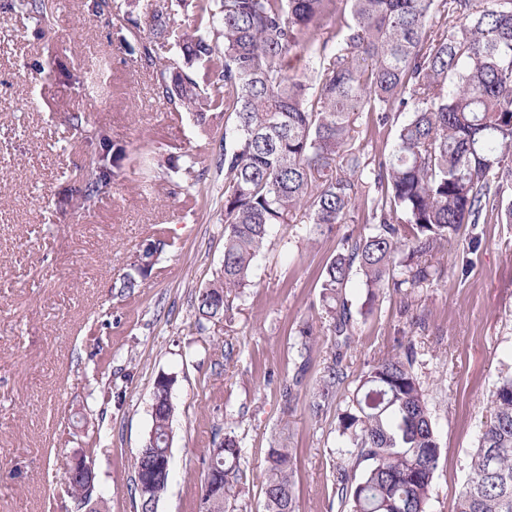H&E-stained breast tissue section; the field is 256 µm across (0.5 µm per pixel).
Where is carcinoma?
Returning a JSON list of instances; mask_svg holds the SVG:
<instances>
[{"mask_svg": "<svg viewBox=\"0 0 512 512\" xmlns=\"http://www.w3.org/2000/svg\"><path fill=\"white\" fill-rule=\"evenodd\" d=\"M29 18L49 21L48 0H18ZM12 3L8 7L16 6ZM191 7L188 25L171 19ZM129 33L140 60L151 65L157 44H167L195 79L172 60L159 69L158 92L207 132L224 127L219 171L224 173V260L212 284L199 290L195 330L232 307L231 295L249 286L253 262L274 224L301 216L312 234L342 224L358 182L380 192L367 207L374 232L342 247L326 263L322 295L328 330L348 344L352 316L345 298L353 270L370 301L385 283L416 288L433 277L423 258L462 225L472 229L492 214L512 224V0L474 9L473 0H170L145 15ZM381 135L396 137L378 166L368 167L356 144L359 119ZM96 167L71 190L94 200L128 164L112 134L95 129ZM207 167L195 157L186 180L170 189L195 202L194 186ZM172 246L153 234L145 257L134 259L113 288L131 295ZM304 351L291 384L280 396L288 406L307 369L313 326L300 331ZM402 352L369 366L344 412L339 431L349 440L336 463V495L347 512H428L441 456L427 400L414 365L412 341ZM334 354L314 394L320 413L336 398L343 378ZM177 376L154 381L152 427L134 460L131 494L143 505L167 490L171 469L159 465L173 442L176 407L168 399ZM493 414L481 432L456 512H512V373L498 377L490 394ZM263 483L264 512H298L295 456L270 448ZM201 482L209 495L197 512H236L242 493L244 453L234 431L212 438ZM66 492L77 509L96 492L78 481Z\"/></svg>", "mask_w": 512, "mask_h": 512, "instance_id": "carcinoma-1", "label": "carcinoma"}]
</instances>
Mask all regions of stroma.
Instances as JSON below:
<instances>
[{
  "label": "stroma",
  "instance_id": "1",
  "mask_svg": "<svg viewBox=\"0 0 512 512\" xmlns=\"http://www.w3.org/2000/svg\"><path fill=\"white\" fill-rule=\"evenodd\" d=\"M0 0V512H75L64 496L65 463L97 440L91 457L101 512H136L130 494L134 456L151 426L153 383L173 372L171 478L157 512H196L202 459L213 434L235 430L245 451L247 485L240 512H263L266 454L278 430L295 448L299 512H340L336 462L346 443L338 416L366 366L417 351L415 371L441 448L429 512H455L490 392L512 371V224L479 225L480 247L462 266L474 229L463 226L429 259L433 282L402 295L380 289L368 302L360 277L346 298L353 317L345 378L332 404L311 403L334 341L323 327L321 272L342 238L373 227L359 184L345 223L320 236L305 224H277L235 298L229 318L196 332L194 300L224 257V176L210 168L193 211L171 196L190 157L217 161L224 124L200 133L157 94L156 70L122 40L123 17L91 14L84 0H54L41 27ZM99 73L100 88L65 80ZM106 126L126 151L149 146L173 157L152 193L143 170L128 169L86 206L69 189L94 147L71 129L68 113ZM172 247L136 294L112 288L155 226ZM316 334L307 373L291 404L280 387L299 360V330ZM125 388L122 406L99 390Z\"/></svg>",
  "mask_w": 512,
  "mask_h": 512
}]
</instances>
